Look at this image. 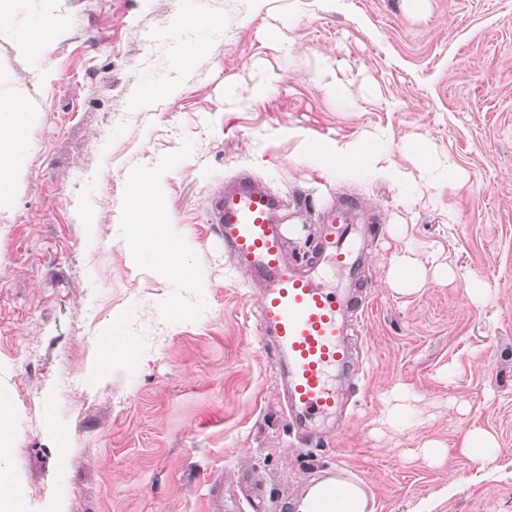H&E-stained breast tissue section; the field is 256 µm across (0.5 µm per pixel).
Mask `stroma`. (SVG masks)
I'll list each match as a JSON object with an SVG mask.
<instances>
[{
	"label": "stroma",
	"instance_id": "35a3bbf8",
	"mask_svg": "<svg viewBox=\"0 0 512 512\" xmlns=\"http://www.w3.org/2000/svg\"><path fill=\"white\" fill-rule=\"evenodd\" d=\"M48 22L54 38L22 52ZM188 45L200 51L184 66ZM329 58L340 98L321 80ZM146 86L158 95L143 103ZM1 96L28 112L17 186L0 201V391L20 512H209L211 471L224 512H285L339 462L374 512H512V0H428L423 14L404 0H15ZM370 133L400 181L302 157L306 138ZM414 138L437 165L409 157ZM447 159L465 175L452 187ZM147 170L204 287L124 244L121 204ZM241 172L284 198L298 259L341 200L385 228L364 268L349 425L327 419L306 437L288 423L252 290L208 221ZM405 252L422 267L410 291L389 279ZM475 281L494 288L486 304ZM116 322L142 361L115 378L96 366ZM476 426L497 437L493 464L460 451ZM432 440L444 459L421 455Z\"/></svg>",
	"mask_w": 512,
	"mask_h": 512
}]
</instances>
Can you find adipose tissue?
<instances>
[{
  "label": "adipose tissue",
  "instance_id": "obj_1",
  "mask_svg": "<svg viewBox=\"0 0 512 512\" xmlns=\"http://www.w3.org/2000/svg\"><path fill=\"white\" fill-rule=\"evenodd\" d=\"M26 121L25 108L19 101L0 100V200L9 198L14 191L17 159L26 146ZM305 156L332 171H356L371 168L377 152L368 139L343 143L325 138L308 141ZM122 212L127 224V244L139 258H156L168 276H191L185 260V243L170 231L174 219L159 201L153 174L145 171L131 178ZM138 363L139 357L126 341L121 326L113 325L99 350V372L116 374Z\"/></svg>",
  "mask_w": 512,
  "mask_h": 512
}]
</instances>
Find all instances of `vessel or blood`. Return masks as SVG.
<instances>
[{
  "mask_svg": "<svg viewBox=\"0 0 512 512\" xmlns=\"http://www.w3.org/2000/svg\"><path fill=\"white\" fill-rule=\"evenodd\" d=\"M213 221L237 268L259 290L257 334L270 350L288 421L307 431L320 417L340 415V382L352 375V316L362 293L367 237L338 210L323 222L312 260L288 258L280 201L261 183L242 178L219 191Z\"/></svg>",
  "mask_w": 512,
  "mask_h": 512,
  "instance_id": "vessel-or-blood-1",
  "label": "vessel or blood"
}]
</instances>
